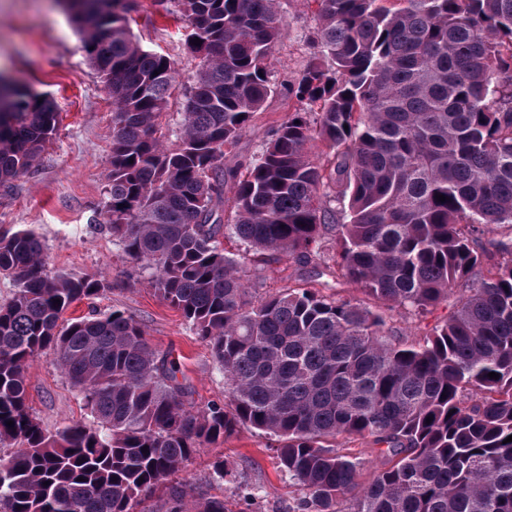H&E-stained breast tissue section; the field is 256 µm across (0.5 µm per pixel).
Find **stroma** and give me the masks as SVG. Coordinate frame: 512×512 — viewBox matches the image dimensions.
Segmentation results:
<instances>
[{"instance_id":"1","label":"stroma","mask_w":512,"mask_h":512,"mask_svg":"<svg viewBox=\"0 0 512 512\" xmlns=\"http://www.w3.org/2000/svg\"><path fill=\"white\" fill-rule=\"evenodd\" d=\"M280 9L285 33L269 60L275 92L226 154L225 168L257 158L271 129L298 106L288 87L313 56L318 4L281 0ZM129 17L142 46L170 56L176 64V90L162 118L164 132H171L181 121L184 90L192 86L197 66L186 46L187 31L173 0H137ZM0 64L10 68L15 83L49 98L58 114L57 135L32 170L10 186H0V233L33 230L44 244L51 271L106 281L102 295L75 302L67 318L94 309L125 312L141 323L152 345L177 364L198 405L223 401L224 376L206 342L159 297L102 222L108 202L112 101L57 0H0ZM27 390L33 414L49 432L75 421H92L80 393L51 355L32 363ZM218 460L227 463L235 482L215 475L213 464ZM177 480L193 498H221L231 506L236 503L235 483L247 484L258 489L261 512H290L298 496L278 466L273 438L247 429L198 449Z\"/></svg>"}]
</instances>
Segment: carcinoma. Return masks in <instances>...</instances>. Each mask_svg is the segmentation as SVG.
<instances>
[{
	"label": "carcinoma",
	"mask_w": 512,
	"mask_h": 512,
	"mask_svg": "<svg viewBox=\"0 0 512 512\" xmlns=\"http://www.w3.org/2000/svg\"><path fill=\"white\" fill-rule=\"evenodd\" d=\"M59 2L114 105L104 223L209 344L224 403L196 405L124 312L63 320L105 280L53 273L32 230L0 234L15 285L0 305V512H139L161 490L149 512H230L170 481L243 428L279 442L293 512H343L348 496L349 512H512V242L481 243L512 225V0H317L301 108L242 174L224 155L274 92L280 0H174L199 68L173 148L160 118L174 62L131 33L135 0ZM57 124L48 98L0 82L1 186ZM227 235L253 259L228 255ZM274 255L296 261L288 283L251 291L248 264ZM452 296L414 343L383 313ZM47 353L96 425L52 434L33 416L27 371ZM340 438L371 442L384 466L363 478Z\"/></svg>",
	"instance_id": "carcinoma-1"
}]
</instances>
